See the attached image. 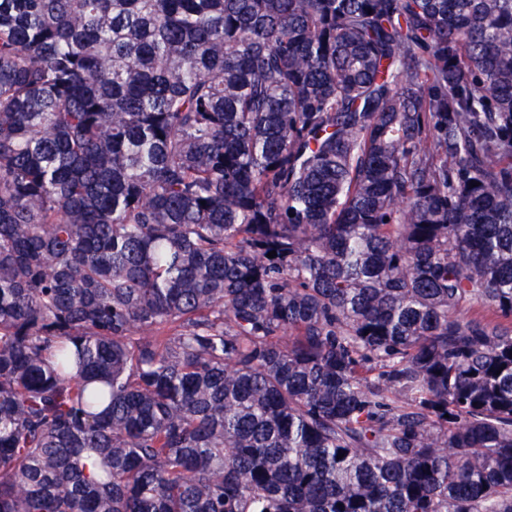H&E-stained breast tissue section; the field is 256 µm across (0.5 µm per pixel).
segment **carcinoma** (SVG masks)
<instances>
[{"label":"carcinoma","instance_id":"obj_1","mask_svg":"<svg viewBox=\"0 0 512 512\" xmlns=\"http://www.w3.org/2000/svg\"><path fill=\"white\" fill-rule=\"evenodd\" d=\"M475 306L512 0H0V512H512Z\"/></svg>","mask_w":512,"mask_h":512}]
</instances>
